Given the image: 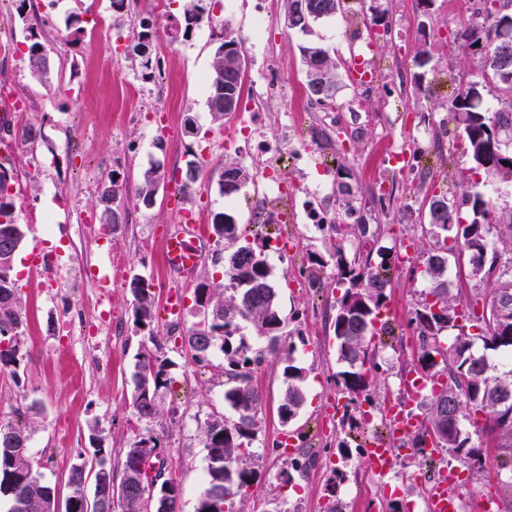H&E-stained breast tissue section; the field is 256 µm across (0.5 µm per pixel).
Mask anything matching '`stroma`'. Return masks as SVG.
Instances as JSON below:
<instances>
[{
    "instance_id": "stroma-1",
    "label": "stroma",
    "mask_w": 512,
    "mask_h": 512,
    "mask_svg": "<svg viewBox=\"0 0 512 512\" xmlns=\"http://www.w3.org/2000/svg\"><path fill=\"white\" fill-rule=\"evenodd\" d=\"M118 13L110 0H58L45 23H37L40 0H29L18 15L14 0L0 5V30L23 37L26 24L36 23L37 37L53 62L50 84L33 78L20 53L1 54L0 72H7L15 89L28 98L30 125L39 128L35 143L12 138L8 171L23 181L16 197V216L28 227L15 264L27 327L15 371L0 372V424L19 421L24 407L36 405L40 416L30 439L38 471L67 497L66 477L78 457L92 458L90 426H97L113 465H120L126 448L146 435L160 440L165 475L178 484L179 512H193L206 479L202 429L211 414L235 420L224 401L225 379L221 351L207 362H196L179 336L193 323L185 316L178 330L158 324L167 340L165 355L172 361L173 383L163 396L165 411L155 419L139 418L133 404L132 367L136 354L149 343L147 331L133 323L128 283L140 274L149 280L157 299H164L176 274L166 266L162 237L184 218L209 219L223 210L236 223L249 219L242 194L223 196L218 178L228 164L258 171L265 163L253 140L226 143L224 130L232 119L213 120L208 85L215 52L225 32L248 39L253 25L252 0H222L213 6L210 22L186 38H171L168 27L183 14V0H171L161 13L151 14L149 0H126ZM474 9V0H434L421 11L416 0H356L347 17L322 21L302 33L285 24L284 0H271L265 43L246 51V84L280 80L299 99L295 111L294 147L308 146L314 130L325 129L333 150L322 169L298 174L303 187L324 189L328 200L342 205L340 173H347L356 205L368 208L378 225L381 243L399 247L420 239V211L432 183L460 194L468 172L462 160L465 144L444 108L461 84L479 85L484 102L499 103L507 94L500 84L482 81L474 67L464 66L470 49L456 33L459 18ZM79 14L83 32L78 45L64 38L65 20ZM153 16L155 66L143 79L137 61L126 48L133 38L132 24ZM391 24V36L350 40L363 31L364 17ZM323 47L338 66L339 84L329 105L311 103L305 85L302 46ZM430 60L416 61L420 48ZM198 133L186 135V119ZM410 152L416 178L401 175L392 154ZM198 158L201 174L191 197H184L186 163ZM159 168L163 181L152 207H143L137 188L143 172ZM126 188L121 208L124 224L99 237L102 222L99 194L108 177ZM387 192L383 205L372 202L377 189ZM50 224H39L36 214ZM269 239L267 261L279 289V303L290 330L301 331L294 357L307 370L306 404L290 427H282L278 406L285 389L283 366L271 358L256 372L254 382L262 397L261 427L254 441L262 453L255 458L258 476L243 502L244 512H261L271 498H296L299 512H325L329 495H336L346 512H389L399 504L425 498L420 480L424 462L404 449L397 467L392 498L375 497L384 479L367 469L361 453L342 458L339 408L347 398L336 385L340 369L327 318L339 292L335 268L325 271L324 286L310 288L301 274L309 252L327 253L335 234L309 224H274L264 230ZM50 252L54 277L31 273L26 256L35 244ZM107 270L112 281L101 291L91 280V266ZM387 311L400 334L399 351L385 354L393 373L409 364L418 343L409 325L422 278L412 264L394 267ZM297 437L298 450L309 464L296 486L282 484L279 474L290 456L282 441L286 432ZM483 450L482 471L458 460L449 466L458 475L454 488L461 512H481L492 502V512H503L508 500L498 475L499 439L491 433L477 438Z\"/></svg>"
}]
</instances>
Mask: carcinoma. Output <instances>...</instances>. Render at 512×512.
Masks as SVG:
<instances>
[{"instance_id": "obj_1", "label": "carcinoma", "mask_w": 512, "mask_h": 512, "mask_svg": "<svg viewBox=\"0 0 512 512\" xmlns=\"http://www.w3.org/2000/svg\"><path fill=\"white\" fill-rule=\"evenodd\" d=\"M288 28L306 32L320 20L347 13L346 0H285ZM512 0H478L468 25L460 27L459 36L469 42L471 65L481 75L507 85L512 93V36L502 39L500 26L507 22L512 28ZM210 0H187L182 20L174 28L175 35L188 36L201 22L210 18ZM153 30L140 26L128 47L131 57L139 60L142 78L152 77L153 61L143 52L144 40L152 39ZM30 41L27 67L42 83L51 80L53 67L45 46L27 35ZM306 66V86L310 101L325 106L336 94L337 65L326 51L311 44L301 48ZM246 67L243 41L230 32L216 50V61L208 77V108L217 122L224 121V102H235L234 111L242 107V91ZM448 119L467 143L466 161L469 170L481 181L467 182L462 202L430 191L425 205L429 234L434 245L419 251L424 259L422 270L427 286L419 291L409 325L417 336L418 350L409 371L430 383V394L419 403V427L399 444L401 448L419 450L431 444L443 448L452 457L473 469L482 467V449L472 442V435L462 429L469 420L475 432L489 427L498 433L502 452L501 469L509 474L504 484L512 489V368L492 373L484 356L472 353L473 342L482 340L485 348L512 352V315L509 321L499 319L497 303L503 297L512 300V210H499L490 194L478 185L494 186L512 176V155L502 151L501 134L512 132V97L502 102L495 112L485 109L478 84L470 83L448 103ZM252 174L238 164L224 168L218 182L220 192L230 195L240 190ZM162 174L151 167L142 174L137 188L139 201L150 206L155 201ZM338 192L345 197L346 214L356 216L350 225L358 241L376 237L366 215L353 201L355 193L347 182L338 183ZM119 185L112 177L100 195L103 223L120 224ZM469 215H461L462 206ZM209 229L219 246L215 264L222 265L223 281L204 278L195 285L193 312L196 321L187 330L183 341L195 361L208 360L214 349L224 355V377L232 386L224 392V400L235 410L237 420L227 423L222 415L214 416L203 431L207 448L208 480L197 498L195 512H233L235 498L246 499L257 478L248 446L256 438L261 395L254 385V373L264 363L266 354L278 357L284 364L286 387L278 408L285 426L300 415L305 402V368L293 358L294 344L278 352L275 346L285 332L278 290L267 263L265 248L268 238L259 232L250 233L247 225L238 224L223 212L212 213ZM496 240H491V233ZM25 238L23 225L15 217L13 195L7 187L6 174H0V370L16 364L19 339L27 326L14 270V258ZM468 255L470 276L487 282L464 301L448 293V261L455 254ZM380 262L357 255L349 259L342 244L324 255L310 252L306 277L312 286L321 285V275L329 265L336 269V287L342 289L334 305L331 328L336 344L337 363L342 370L336 374V385L348 396L341 416V427L354 431L366 428L371 420L386 410L380 400V387L386 383L383 353L387 344L381 336L392 335L388 323L379 314L386 307L388 277L391 266L403 262L392 249L379 247ZM129 288L133 296V322L140 329H149L152 347L136 355L134 365L133 406L141 419L151 420L161 412L162 394L173 378L171 362L165 357L164 345L158 339L154 324L158 321L152 285L142 276H132ZM249 325L259 338L269 340L268 348L256 350L242 334ZM457 330L453 340H441L443 331ZM32 424L0 425V494L11 499L9 512H53L58 500L56 487L43 479L32 456L18 458L19 439H30ZM151 447L139 439L126 449L122 469L117 470L102 458L94 474L85 463H75L67 475L69 490L64 512H114L111 501L125 498L127 508L121 512H176L180 489L164 477L155 485L141 482L139 469L149 464L148 454L159 448L158 439L146 437Z\"/></svg>"}]
</instances>
